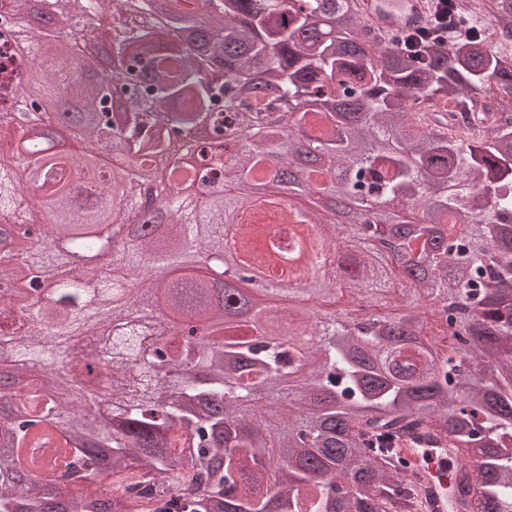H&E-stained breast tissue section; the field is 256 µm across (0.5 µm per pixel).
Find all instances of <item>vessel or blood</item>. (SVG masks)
Here are the masks:
<instances>
[{
  "label": "vessel or blood",
  "mask_w": 512,
  "mask_h": 512,
  "mask_svg": "<svg viewBox=\"0 0 512 512\" xmlns=\"http://www.w3.org/2000/svg\"><path fill=\"white\" fill-rule=\"evenodd\" d=\"M367 26L382 31H403L419 27L425 20V0H357ZM404 455L420 468V497L425 512H446L441 489L447 488L452 471L447 453L424 447L422 438L403 442Z\"/></svg>",
  "instance_id": "vessel-or-blood-1"
}]
</instances>
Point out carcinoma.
Returning a JSON list of instances; mask_svg holds the SVG:
<instances>
[{
  "instance_id": "obj_1",
  "label": "carcinoma",
  "mask_w": 512,
  "mask_h": 512,
  "mask_svg": "<svg viewBox=\"0 0 512 512\" xmlns=\"http://www.w3.org/2000/svg\"><path fill=\"white\" fill-rule=\"evenodd\" d=\"M311 2L292 13L288 0H119L107 16L104 0H0V36L21 62H50L67 37L76 64L92 44L104 54L93 81L62 69L19 75L15 93L43 109V134L87 147L81 166L63 150L30 162L51 210L23 195L12 157L24 132L0 153V279L20 256L56 288L26 322L0 309V512H50L45 463L26 448H48L63 465L58 512H418L394 443L418 432L460 459L449 512H512V117L460 131L430 111L490 91L512 100V56L478 32L401 49L368 34L355 0L342 10ZM489 2L512 34V0ZM270 91L288 111L263 130ZM108 94L146 110L116 120ZM185 137L203 154L220 143L226 156L219 171L196 170L200 183H219L203 202L168 171ZM306 142L314 172L330 177L313 190L350 201L353 232L394 235L402 256L358 254L346 241L347 299L373 296L382 310L322 330L301 308L267 315L248 276L215 282L192 259L219 257L255 169L271 164L282 180ZM100 150L115 159L110 186ZM149 181L152 203L112 245L99 281L117 329L108 347L74 359L99 317L85 302V272L29 225L94 248L104 225L128 219L108 206V188ZM370 197L395 211L371 214ZM153 260L185 273L157 288L142 274ZM124 277L141 279L135 293ZM143 295L210 323L217 339L198 346L175 319L168 334L150 333L130 320ZM430 295L457 296L470 314H439L436 336L434 315L421 312ZM87 480L105 488L72 492ZM142 484L150 493L130 499Z\"/></svg>"
}]
</instances>
